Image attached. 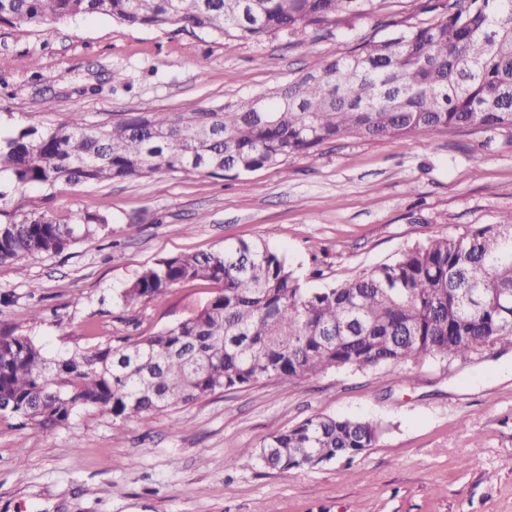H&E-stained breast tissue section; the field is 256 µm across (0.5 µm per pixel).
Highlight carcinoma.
<instances>
[{"label":"carcinoma","mask_w":512,"mask_h":512,"mask_svg":"<svg viewBox=\"0 0 512 512\" xmlns=\"http://www.w3.org/2000/svg\"><path fill=\"white\" fill-rule=\"evenodd\" d=\"M385 0H0V24L40 28L99 14L128 25L200 32L230 46L301 34L368 14ZM441 17L324 60L256 98L175 112H128L91 125L81 112L0 137V264L59 253L105 227L99 214L11 210L7 190L100 184L167 171L226 177L315 155L343 138L409 139L512 130V0H433ZM221 284L193 317L126 345L52 357L0 332V416L48 429L81 409L112 422L217 392L333 369L465 362L512 347V218L431 237L333 287L309 288L262 241L184 253L144 268L127 303L173 285ZM382 434L370 421L313 416L271 434L280 471L353 458Z\"/></svg>","instance_id":"carcinoma-1"}]
</instances>
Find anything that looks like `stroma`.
<instances>
[{"label": "stroma", "mask_w": 512, "mask_h": 512, "mask_svg": "<svg viewBox=\"0 0 512 512\" xmlns=\"http://www.w3.org/2000/svg\"><path fill=\"white\" fill-rule=\"evenodd\" d=\"M424 3L388 0L328 29L230 48L102 15L37 31L0 25V132L71 112L98 125L264 93L395 27L431 22ZM8 201L109 221L60 253L0 264V327L55 355L136 341L216 295L215 282L195 280L160 304L125 303L136 274L165 257L263 241L322 288L429 237L499 223L512 215V132L349 138L226 178L160 172ZM314 415L383 432L350 461L291 471L243 463V449ZM0 512H512V349L273 379L116 424L93 411L49 430L2 416Z\"/></svg>", "instance_id": "1"}]
</instances>
